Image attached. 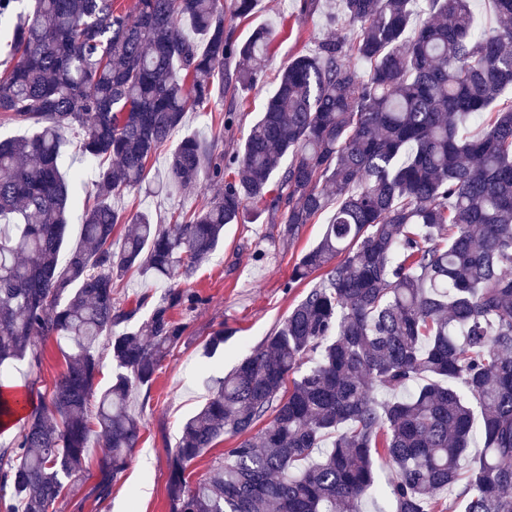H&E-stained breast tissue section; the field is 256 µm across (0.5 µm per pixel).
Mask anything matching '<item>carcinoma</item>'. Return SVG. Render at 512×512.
Segmentation results:
<instances>
[{
    "instance_id": "obj_1",
    "label": "carcinoma",
    "mask_w": 512,
    "mask_h": 512,
    "mask_svg": "<svg viewBox=\"0 0 512 512\" xmlns=\"http://www.w3.org/2000/svg\"><path fill=\"white\" fill-rule=\"evenodd\" d=\"M255 2L34 0L14 25L0 119L36 131L0 140V367L39 360L40 341L70 352L37 403L0 375V429L26 411L0 448V512H50L93 440L109 495L140 438L129 393L183 341L170 311L190 302L144 295L148 318L121 330L135 311L116 307L114 279L189 274L248 203L290 240L334 208L288 287L320 279L183 424L171 512H362L379 461L394 512H512V0H492L497 26L480 33L470 0H341L353 35L291 60L236 149L190 135L171 152L167 183L215 184L209 204L167 224L127 217L112 198L140 189L185 113L217 82L232 98L259 83L274 30L240 41L225 24ZM71 130L97 168L62 265ZM118 224L133 228L116 247ZM228 338L215 331L205 353ZM101 348L114 375L92 412ZM224 435L237 446L190 484L189 463Z\"/></svg>"
}]
</instances>
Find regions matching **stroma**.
Instances as JSON below:
<instances>
[{
    "instance_id": "35a3bbf8",
    "label": "stroma",
    "mask_w": 512,
    "mask_h": 512,
    "mask_svg": "<svg viewBox=\"0 0 512 512\" xmlns=\"http://www.w3.org/2000/svg\"><path fill=\"white\" fill-rule=\"evenodd\" d=\"M337 0H320L312 14L300 11L301 0H258L252 16L234 20L239 38H246L259 25L276 29L272 53L262 62L263 77L257 87L229 100L215 96L207 111L186 113L181 127L151 161L149 178L142 189L117 198L115 209L135 212L148 209L156 222H167L171 213L192 211L215 194L212 186L194 184L184 191L167 188L166 160L184 136L196 134L218 138L219 149L232 151L237 137L246 134L261 112L278 74L295 56L315 49L318 42L345 34L346 25L336 11ZM234 109V137H223L220 112ZM65 168L80 170L82 178L73 186L68 213L67 247L80 241L83 202L92 189L94 172L79 150L78 138L65 135ZM328 216L305 225L301 235L288 239L284 227L268 212L245 224H228L224 238L209 260L192 273L173 281L150 280L138 271L118 281L115 298L120 307L135 310L133 325H141L148 309L137 308L142 294L161 297L172 287L197 294L193 307L173 310L184 328V341L166 357L150 386L133 391L129 410L141 421V438L125 469L112 482L106 500H99L100 448H90L82 470L69 481L55 512H170L167 495V452L175 448L185 421L205 402L212 379L224 376L246 354L273 335L290 309L306 293L307 284L290 285L292 268L300 255L321 238ZM232 329L223 351L205 358L203 345L217 329ZM66 364L56 341L42 344L39 361L24 360L9 369L11 384L39 394L49 390L65 371Z\"/></svg>"
}]
</instances>
